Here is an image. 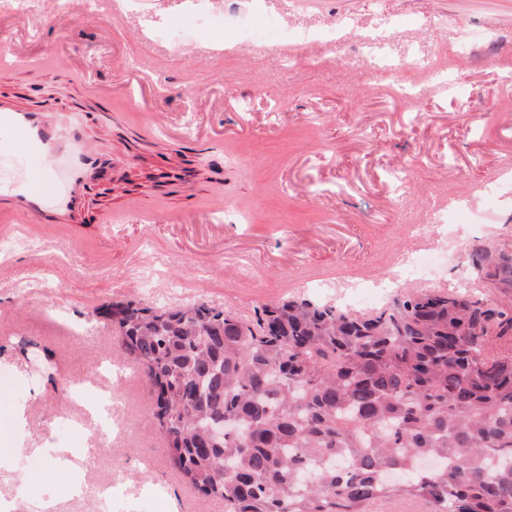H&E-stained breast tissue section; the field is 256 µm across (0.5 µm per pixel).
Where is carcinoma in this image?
Instances as JSON below:
<instances>
[{"label": "carcinoma", "mask_w": 512, "mask_h": 512, "mask_svg": "<svg viewBox=\"0 0 512 512\" xmlns=\"http://www.w3.org/2000/svg\"><path fill=\"white\" fill-rule=\"evenodd\" d=\"M470 265L512 301V250ZM156 397L170 463L224 512H512V314L466 293L373 314L308 300L248 320L204 302L106 309ZM232 422L224 439L211 428ZM373 512H431L429 506L417 500L393 498L377 503Z\"/></svg>", "instance_id": "1"}]
</instances>
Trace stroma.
<instances>
[{
    "mask_svg": "<svg viewBox=\"0 0 512 512\" xmlns=\"http://www.w3.org/2000/svg\"><path fill=\"white\" fill-rule=\"evenodd\" d=\"M79 2L0 11V102L108 161L67 209L0 213V432L20 407L27 432L0 462V512H224L170 464L151 384L104 308L204 302L251 319L285 300L370 314L420 292L496 299L467 253L512 247V0H260L250 31L245 0H207L198 18L184 0ZM364 39L380 56H475L457 85L407 72L408 103L358 60ZM125 74L149 75L142 96L115 93ZM79 381L115 399L111 442L82 439ZM67 449L92 467L53 468Z\"/></svg>",
    "mask_w": 512,
    "mask_h": 512,
    "instance_id": "obj_1",
    "label": "stroma"
}]
</instances>
